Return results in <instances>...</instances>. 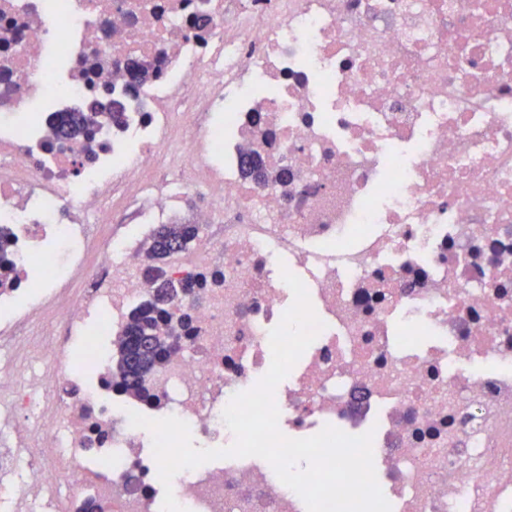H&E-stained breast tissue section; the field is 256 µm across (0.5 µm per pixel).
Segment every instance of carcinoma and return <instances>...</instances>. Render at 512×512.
Instances as JSON below:
<instances>
[{"label": "carcinoma", "instance_id": "carcinoma-1", "mask_svg": "<svg viewBox=\"0 0 512 512\" xmlns=\"http://www.w3.org/2000/svg\"><path fill=\"white\" fill-rule=\"evenodd\" d=\"M90 130V121L79 118L59 131L58 137L69 140ZM199 229L195 224H162L153 233L147 249V258L158 280V291L175 287L173 281L164 278L163 265L172 253L186 251L198 238ZM166 302L159 294L142 306L126 329V339L120 345L116 358L117 369L125 388L135 395L145 392L144 380L164 359L167 346L163 337L157 334L159 320L166 316Z\"/></svg>", "mask_w": 512, "mask_h": 512}]
</instances>
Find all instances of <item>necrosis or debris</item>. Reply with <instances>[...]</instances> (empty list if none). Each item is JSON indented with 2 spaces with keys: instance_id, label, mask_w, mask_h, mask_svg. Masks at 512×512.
Returning <instances> with one entry per match:
<instances>
[{
  "instance_id": "1",
  "label": "necrosis or debris",
  "mask_w": 512,
  "mask_h": 512,
  "mask_svg": "<svg viewBox=\"0 0 512 512\" xmlns=\"http://www.w3.org/2000/svg\"><path fill=\"white\" fill-rule=\"evenodd\" d=\"M95 98L120 125L59 141ZM194 198L158 332L190 327L136 397L109 353ZM285 269L324 323L275 390L287 437L373 432L391 512H512V0H0V512H161L129 412L233 442ZM172 488L307 512L254 456Z\"/></svg>"
}]
</instances>
